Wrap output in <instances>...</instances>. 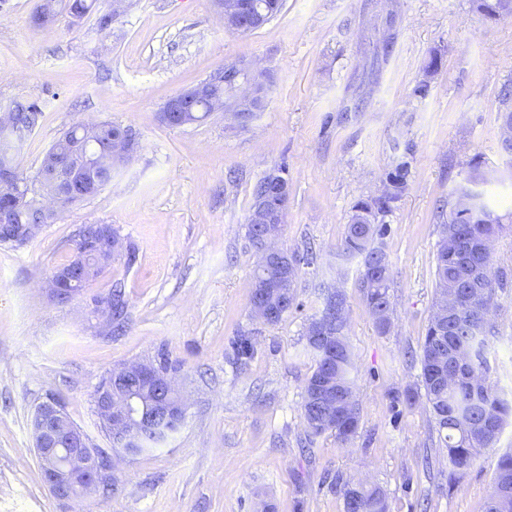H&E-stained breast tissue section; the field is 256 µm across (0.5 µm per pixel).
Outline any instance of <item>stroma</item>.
Listing matches in <instances>:
<instances>
[{
    "mask_svg": "<svg viewBox=\"0 0 512 512\" xmlns=\"http://www.w3.org/2000/svg\"><path fill=\"white\" fill-rule=\"evenodd\" d=\"M0 0V104L36 102L40 126L18 166L35 175L61 132L78 122L132 126L140 150L112 182L42 226L25 246H0V512H344L346 485L382 487L388 512H484L512 423L496 449L449 483L448 450L426 402L419 350L433 312L435 255L453 191L473 171L503 230L493 271L512 277V161L500 151L499 94L512 86V16L474 0H284L248 35L224 28L215 0H98L73 19L58 0ZM115 11L108 28L100 13ZM438 70L427 76L430 60ZM240 60L265 74L263 107L242 121L216 112L183 127L157 114L182 90ZM425 95H417L420 82ZM408 186L379 220L391 273L392 324L379 332L359 290L362 259L343 251L358 202ZM284 167L290 194L279 244L312 249L294 308L275 325L252 314L257 260L247 236L252 187ZM108 224L136 259L111 267L66 304L47 288L83 224ZM121 284L122 331L92 314ZM346 295L356 435H310L303 386L315 367L305 330L325 287ZM490 380L512 398V280L490 308ZM249 334L251 355L234 341ZM165 353L188 403L162 447L116 459L113 491L53 496L31 420L49 398L98 447L94 394L122 364ZM414 391V402L391 397Z\"/></svg>",
    "mask_w": 512,
    "mask_h": 512,
    "instance_id": "35a3bbf8",
    "label": "stroma"
}]
</instances>
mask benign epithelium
I'll return each mask as SVG.
<instances>
[{
    "instance_id": "obj_1",
    "label": "benign epithelium",
    "mask_w": 512,
    "mask_h": 512,
    "mask_svg": "<svg viewBox=\"0 0 512 512\" xmlns=\"http://www.w3.org/2000/svg\"><path fill=\"white\" fill-rule=\"evenodd\" d=\"M217 7L224 22V27L236 29L247 5L242 0H217ZM227 79L234 84V95L248 113L260 108L264 93V74L250 68L243 61L223 67ZM206 85L201 81L172 97L166 106L168 112L180 111L185 103L193 99ZM33 126L15 122L10 113L0 115V134L12 142H25ZM139 150L137 137L128 136L112 142V156L126 163L132 160ZM109 164V158L100 155L94 134L81 137V147L76 159V166ZM16 171L12 167L0 170V182L10 187L12 202L0 211V239H32L41 228L39 224H18L17 215L36 206L46 212L63 204L70 185L69 176L60 172L51 179L39 177L35 184L22 188L15 179ZM278 172L266 173L277 185V194L270 204L263 205L250 216L251 224H270L273 213L282 211L288 205V186L277 179ZM281 226L276 225L267 230L263 251L269 260L277 258L281 249L275 244ZM72 256L76 263L73 268L54 273L49 283L51 297L60 304L70 302L69 285L80 274V267L91 264L103 273L112 264V259L121 254V245L116 233L105 230L103 242L90 245L83 241L71 244ZM257 299L253 309L266 323L276 315L267 301V289L261 281H255ZM277 301L281 302L282 312L286 313L293 306L294 288L291 282L284 281L278 287ZM344 317V312L331 309L327 315L320 316V333L317 339L331 338L336 327V317ZM98 417L108 429L113 451L133 459L139 453L142 439L151 429L149 419L138 412L145 402H152L161 412H171L179 420H184L187 407L176 390L175 378L154 368L152 364H131L112 370L99 387L96 397ZM34 450L39 458L46 485L58 499L69 500L82 494L96 491L103 481L115 482L112 457L101 453L93 447L83 430L66 418L58 404L49 400L35 411L32 421Z\"/></svg>"
}]
</instances>
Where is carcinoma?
Here are the masks:
<instances>
[{
	"mask_svg": "<svg viewBox=\"0 0 512 512\" xmlns=\"http://www.w3.org/2000/svg\"><path fill=\"white\" fill-rule=\"evenodd\" d=\"M477 9L484 15H512V0H476ZM10 108L18 113L21 122L39 123L42 111L38 104L14 100ZM79 137L78 125L65 131L46 152L43 162L62 159L71 142ZM408 169L397 165L389 172L385 193L368 204L355 206L344 237V251L362 258L360 288L363 300L381 332L390 326L391 274L387 255L382 247L386 227L378 224L377 215L390 210L407 186ZM448 222L441 225L440 236H448V243H438L435 263V307H444V313L434 315L421 345L419 359L424 396L438 426V432L448 448L450 478L462 474L477 457L496 447L499 438L494 432H503L512 415V403L489 384L474 391L466 382H443L451 373L455 355L469 356L468 373L486 377L490 366L486 358L490 325L484 319L493 300L494 289L503 287L505 280L488 279L473 288L470 276L477 268L489 266L490 247L499 233L500 221L484 201V194L470 185L455 190L448 203ZM309 252L284 250L273 262L260 267L269 291L279 283L297 277L300 264H311ZM111 321L121 324L127 302L122 286L113 285ZM345 323H336L335 337L329 341L307 340L315 358V368L303 389L302 415L309 433L319 436L333 432L342 440H350L357 432L360 408L354 398L350 373L351 351L344 336ZM326 383L335 391L336 417L321 421L320 411L312 403V389ZM158 432L143 440L142 450L157 448L160 440L175 433L179 425L172 419L160 421ZM512 484V451L499 456L495 485L485 504V512H512V494L499 496L504 481ZM344 512H387L386 496L378 486L348 487L344 491Z\"/></svg>",
	"mask_w": 512,
	"mask_h": 512,
	"instance_id": "obj_1",
	"label": "carcinoma"
}]
</instances>
